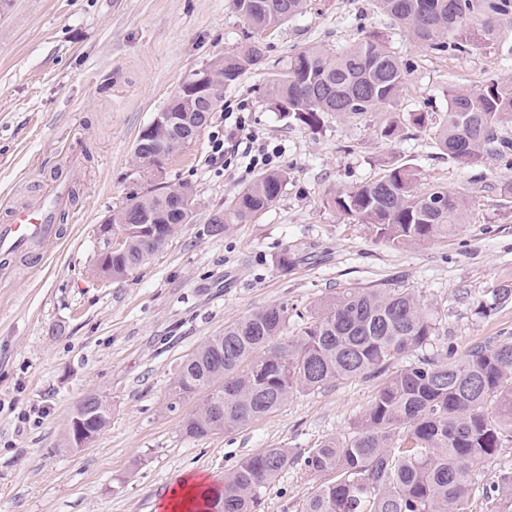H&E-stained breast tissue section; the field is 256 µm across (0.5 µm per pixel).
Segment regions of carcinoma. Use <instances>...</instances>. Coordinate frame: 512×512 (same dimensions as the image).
Returning <instances> with one entry per match:
<instances>
[{"label":"carcinoma","instance_id":"obj_1","mask_svg":"<svg viewBox=\"0 0 512 512\" xmlns=\"http://www.w3.org/2000/svg\"><path fill=\"white\" fill-rule=\"evenodd\" d=\"M308 0H234L243 20L258 33L303 13ZM421 45L438 52L479 50L497 38L495 16L512 11V0H374ZM264 46L254 40L208 63L213 102L224 88L258 66ZM288 74L273 82L276 109L293 123L318 129L327 115L361 116L397 107L408 74L377 35L341 51L311 45L290 56ZM180 112L193 124L208 113L193 101L174 97L162 108ZM415 128H429L440 154L471 164L506 158L512 140L501 136L512 124V84L489 77L476 90L448 89V112L434 120L427 112L409 114ZM179 129L157 128L138 143V156L159 164V145L168 157L188 148ZM286 174L259 175L237 195L230 209L214 215L209 231L217 236L246 224L281 196ZM420 174L408 163L392 164L379 179L328 192L324 207L370 226L377 238L395 247L455 234L467 223L465 199L441 185L419 188ZM190 186L147 190L112 211V224L127 232L121 254L112 256V278L123 279L164 246L166 236L193 220L179 208ZM156 216L155 233L141 225ZM475 314L487 317L512 300V284L491 291ZM439 311L421 303L407 288H348L322 301L296 334L288 329V307L269 305L224 327L181 364L171 383L173 404L224 384V416L205 406L183 421L190 438L228 432L275 411L298 392H313L340 380L371 378L431 344L439 330ZM72 416L89 429L102 430L107 406L86 396ZM512 441V337L489 339L457 359L411 360L386 378L349 438L329 437L304 459L313 490L303 512H512V471L496 483L480 479L484 463ZM290 461L285 448H264L243 459L224 478L218 492L204 499L202 512H257L260 493Z\"/></svg>","mask_w":512,"mask_h":512}]
</instances>
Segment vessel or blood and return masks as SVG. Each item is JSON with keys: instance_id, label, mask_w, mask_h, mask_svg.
Listing matches in <instances>:
<instances>
[{"instance_id": "1", "label": "vessel or blood", "mask_w": 512, "mask_h": 512, "mask_svg": "<svg viewBox=\"0 0 512 512\" xmlns=\"http://www.w3.org/2000/svg\"><path fill=\"white\" fill-rule=\"evenodd\" d=\"M67 206V197L58 191L37 203L13 207L8 222L0 224V256L28 254L35 246L60 241L58 217Z\"/></svg>"}]
</instances>
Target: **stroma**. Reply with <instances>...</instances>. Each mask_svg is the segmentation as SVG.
<instances>
[{"label": "stroma", "instance_id": "35a3bbf8", "mask_svg": "<svg viewBox=\"0 0 512 512\" xmlns=\"http://www.w3.org/2000/svg\"><path fill=\"white\" fill-rule=\"evenodd\" d=\"M497 28L486 48L437 53L373 0H310L302 15L263 34L262 65L225 88L222 110L166 166L167 183L193 188V223L133 274L104 285L92 275L96 226L152 185L135 165L139 133L191 71L239 47L248 27L234 0H0V202L35 201L52 190L54 172L78 192L60 245L0 266V512H161L180 478L223 479L270 447L287 449L291 462L263 490L258 512H302L312 490L305 456L326 438L351 436L377 379L294 395L248 425L201 439L182 430L201 397L168 407L183 360L258 308L287 305L294 327L342 289L407 288L443 316L427 355L451 345L462 357L512 336V302L485 318L472 305L512 283V156L464 166L410 125L381 138L384 110L299 127L267 91L301 49L342 50L377 34L411 65L398 112L439 117L449 88L475 90L490 76L512 82V13ZM233 115L288 180L264 213L213 236L210 218L263 172L240 153L212 162ZM403 162L422 184L466 198L460 233L398 248L324 208L329 190ZM91 392L106 396L110 423L87 446L67 449L71 413Z\"/></svg>", "mask_w": 512, "mask_h": 512}]
</instances>
